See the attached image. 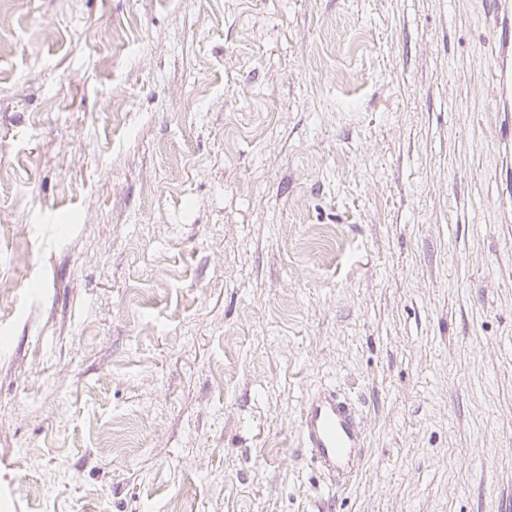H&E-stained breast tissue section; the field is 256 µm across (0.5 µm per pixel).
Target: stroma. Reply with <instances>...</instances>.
<instances>
[{
  "label": "stroma",
  "instance_id": "35a3bbf8",
  "mask_svg": "<svg viewBox=\"0 0 512 512\" xmlns=\"http://www.w3.org/2000/svg\"><path fill=\"white\" fill-rule=\"evenodd\" d=\"M497 50L483 0L1 6L0 512H512ZM302 454L329 479L346 486L364 465L366 432L352 404L333 389L313 392L299 416Z\"/></svg>",
  "mask_w": 512,
  "mask_h": 512
}]
</instances>
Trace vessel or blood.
<instances>
[{
	"label": "vessel or blood",
	"instance_id": "obj_1",
	"mask_svg": "<svg viewBox=\"0 0 512 512\" xmlns=\"http://www.w3.org/2000/svg\"><path fill=\"white\" fill-rule=\"evenodd\" d=\"M492 32L500 47V101L512 105V0H486ZM302 454L329 479L347 485L364 465L365 428L350 402L332 389L313 392L299 416Z\"/></svg>",
	"mask_w": 512,
	"mask_h": 512
}]
</instances>
